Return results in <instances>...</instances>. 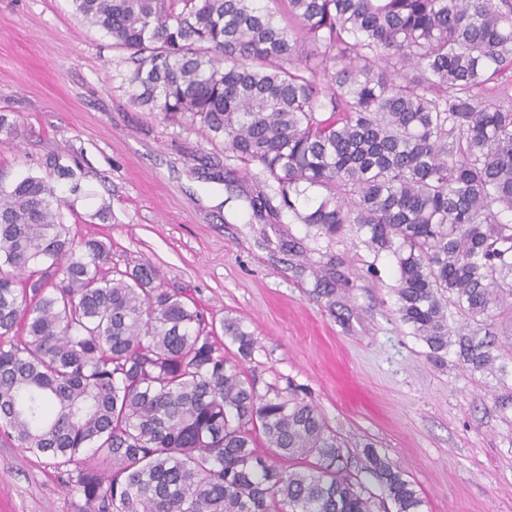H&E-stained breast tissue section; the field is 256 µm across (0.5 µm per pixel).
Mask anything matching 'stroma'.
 Instances as JSON below:
<instances>
[{
	"instance_id": "35a3bbf8",
	"label": "stroma",
	"mask_w": 512,
	"mask_h": 512,
	"mask_svg": "<svg viewBox=\"0 0 512 512\" xmlns=\"http://www.w3.org/2000/svg\"><path fill=\"white\" fill-rule=\"evenodd\" d=\"M130 68L72 0H0V113L15 123L0 132V183L42 173L52 155L78 164L91 194L63 209L71 234L102 241L121 269L150 260L188 304L241 319L256 338L242 368L258 390L297 387L352 457L373 443L404 470L423 512H512V314L451 315L457 338L495 341L494 371H468L456 342L431 360L397 315L389 257L353 229L331 242L288 212L260 223L244 198L258 168L135 106ZM104 199L112 216L101 221ZM79 504L50 459L0 438V512Z\"/></svg>"
}]
</instances>
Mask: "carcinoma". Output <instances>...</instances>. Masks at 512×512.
I'll return each mask as SVG.
<instances>
[{"instance_id":"obj_1","label":"carcinoma","mask_w":512,"mask_h":512,"mask_svg":"<svg viewBox=\"0 0 512 512\" xmlns=\"http://www.w3.org/2000/svg\"><path fill=\"white\" fill-rule=\"evenodd\" d=\"M72 2L132 63L134 104L260 167L254 217L287 210L330 241L353 226L391 255L431 357L449 309L512 299V103L486 96L512 86V0ZM89 196L55 157L0 183V437L53 460L81 512H423L373 444L355 473L317 405L259 392L156 266L114 270L72 237L61 209ZM222 330L251 358L239 319ZM460 355L474 373L498 359Z\"/></svg>"}]
</instances>
